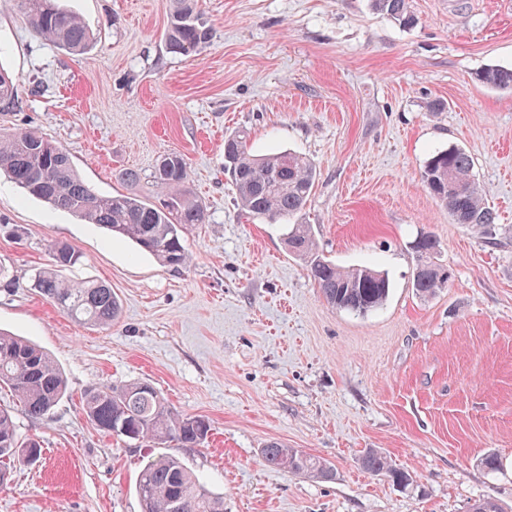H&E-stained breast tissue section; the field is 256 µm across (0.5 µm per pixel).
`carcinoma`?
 <instances>
[{
  "mask_svg": "<svg viewBox=\"0 0 512 512\" xmlns=\"http://www.w3.org/2000/svg\"><path fill=\"white\" fill-rule=\"evenodd\" d=\"M32 24L42 35L71 52H82L91 37L81 19L57 6V0H21ZM372 6L403 27L415 23L409 0H372ZM211 29L204 20L199 0H175L164 34L170 53L184 56L209 43ZM476 80L497 89H512V68L489 67ZM18 104L13 77L0 69V108ZM225 170L236 187V201L246 213L266 220L293 217L304 209L316 176L305 157L282 151L258 156L248 146L244 131L224 139ZM474 158L464 149L450 147L433 152L422 179L430 197L448 209L455 224H466L486 234L496 216L484 202L475 181ZM0 170L6 171L25 193L49 203L109 233L129 239L159 263L172 268L189 263L182 243L188 224H203V205L190 198L183 185L188 172L185 159L175 153L164 155L154 171L156 182L167 190V199L153 204L134 196L100 195L87 186L73 169L67 153L56 143L28 129L0 135ZM289 250L310 260V274L328 304L342 310L365 314L386 300L390 284L385 274L372 268L344 269L315 254L309 225L295 224L287 236ZM435 242L422 237L415 249L422 260L420 273L413 276V288L429 297L448 285V271L426 257ZM54 269L35 276L37 291L59 306L74 321L95 327H109L120 313V302L112 288L94 280L78 281L63 274L79 261L76 251L62 243L52 247ZM0 388L8 389L26 416H49L65 393L60 368L37 345L0 330ZM82 410L100 431L130 441L151 440L161 444L175 441L196 448L208 438L209 420L203 416L175 413L151 384L136 382L120 388L101 384L86 390ZM36 439L18 438L13 416L0 408V487L7 483L11 463L34 459L40 453ZM264 461L295 474L329 478L333 470L326 461L303 454L279 442L261 449ZM366 472L385 475L404 485L413 476L394 469L387 456L370 448L358 459ZM137 492L140 512H224V498L214 495L175 456H161L140 471Z\"/></svg>",
  "mask_w": 512,
  "mask_h": 512,
  "instance_id": "obj_1",
  "label": "carcinoma"
}]
</instances>
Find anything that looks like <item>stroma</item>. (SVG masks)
Instances as JSON below:
<instances>
[{
	"instance_id": "1",
	"label": "stroma",
	"mask_w": 512,
	"mask_h": 512,
	"mask_svg": "<svg viewBox=\"0 0 512 512\" xmlns=\"http://www.w3.org/2000/svg\"><path fill=\"white\" fill-rule=\"evenodd\" d=\"M60 5L93 33L87 52L0 0V67L20 98L0 111V133L35 130L97 193L148 202L165 194L158 159L180 153L207 221L184 230L191 262L172 268L0 174V265L15 280L0 287V329L47 351L67 383L43 419L0 390L18 434L42 445L15 463L0 512H140L137 476L161 450L104 435L80 406L88 388L131 382L209 420L203 446L164 451L224 512H469L482 498L512 512V90L475 79L512 68V0H410L411 27L371 0H200L212 38L192 56L165 48L172 0ZM436 100L444 111H429ZM239 130L254 154L315 165L294 220L237 206L224 137ZM451 146L474 158L492 234L452 223L424 187L427 158ZM294 223L336 265L385 273L386 302L364 315L328 304L288 251ZM422 236L449 276L427 298L412 286ZM57 242L78 253L77 277L117 294L112 326L79 325L32 288ZM271 442L326 460L332 478L268 466ZM368 448L413 485L362 470Z\"/></svg>"
}]
</instances>
